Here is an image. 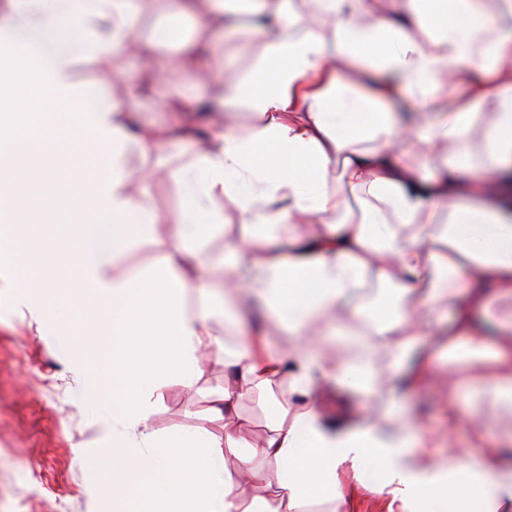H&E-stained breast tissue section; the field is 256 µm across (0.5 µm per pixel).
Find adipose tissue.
<instances>
[{"instance_id":"adipose-tissue-1","label":"adipose tissue","mask_w":512,"mask_h":512,"mask_svg":"<svg viewBox=\"0 0 512 512\" xmlns=\"http://www.w3.org/2000/svg\"><path fill=\"white\" fill-rule=\"evenodd\" d=\"M293 2L180 0L146 47L140 0H0V174L14 173L0 177L6 306L71 341L80 389L104 404L95 493L112 512H352L348 477L370 462L381 477L363 490L386 512H416L423 499L436 512H512V0H403L395 13L389 0ZM244 8L264 18L249 31L264 57L249 76L213 79L251 99L255 131L213 122L183 172L178 213L160 215L146 189L161 167L133 171L126 156L171 142V129L132 127L125 103L101 91L84 107L74 62L127 53L153 67L181 43L186 18L207 26ZM342 69L367 76L363 93L346 92ZM444 82L461 93L432 123L424 113ZM402 94L419 121L392 110ZM414 144L439 155L438 172L410 160ZM33 181L48 194L66 184L69 236H27L18 218ZM217 197L249 227L226 247L225 287L247 266L254 299L294 338L274 353L256 327L225 355L222 419L244 399L274 401L281 381L295 401L258 445L229 428L163 440L149 424L158 388L193 387L223 352L237 308L229 296L201 312L183 306L186 270L204 268L200 246L219 227L207 208ZM283 226L284 251L273 245ZM168 237L182 249L164 250ZM145 240L160 246L151 266L117 273ZM59 253L68 264L51 263ZM371 280L399 297L366 321L353 298ZM441 305L472 364L449 367L448 424L432 432L406 421L397 399L433 371L416 346L443 333ZM464 389L482 396L476 411L459 412ZM331 390L359 400L363 424L325 415ZM463 426L479 457L455 449Z\"/></svg>"}]
</instances>
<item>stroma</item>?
<instances>
[{"mask_svg": "<svg viewBox=\"0 0 512 512\" xmlns=\"http://www.w3.org/2000/svg\"><path fill=\"white\" fill-rule=\"evenodd\" d=\"M250 24V17L243 14L231 34L186 25L185 44L199 45L203 53L185 55V45L170 52L188 73L179 89L178 105L215 98V91L201 90L192 77L200 66L228 65L241 75L251 70L261 49L246 45ZM111 64L133 79L132 85L114 84L107 89L109 95L125 101L133 123L165 124L179 117L194 132L208 124V115L199 112L184 111L178 116L156 109L155 96L168 86L165 68L142 71L138 58L125 54L114 55ZM158 154L169 157V172L152 185L150 202L159 213L170 215L180 207V171L192 161L193 146L186 140L161 148ZM32 197L40 235L67 234L70 205L65 192L57 191L48 205L40 191H33ZM213 208L226 228L204 242L202 252L209 261V279L218 282L224 278V238L241 235L243 228L237 213L223 200H215ZM69 350V343L59 335L37 334L20 315L0 317V512H103L102 503L90 492L92 474L78 457L80 449L97 446L95 419L102 406L80 396L69 371ZM223 390L224 358L218 355L205 366L194 388L172 380L157 391L153 429L163 439L202 428L221 434L222 425L212 408ZM444 396L443 385L435 381L417 394H402L399 403L402 411L419 414L429 429L437 431L447 423Z\"/></svg>", "mask_w": 512, "mask_h": 512, "instance_id": "1", "label": "stroma"}]
</instances>
